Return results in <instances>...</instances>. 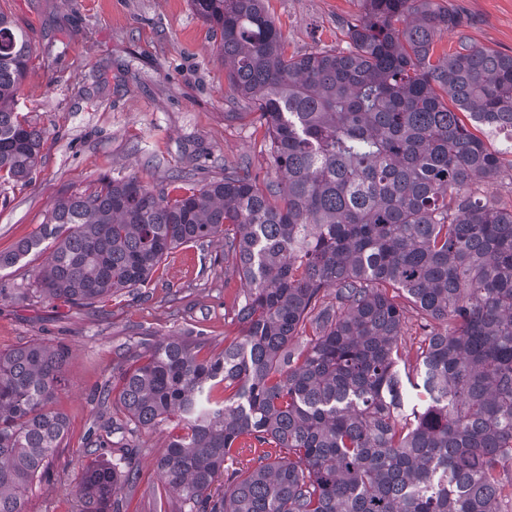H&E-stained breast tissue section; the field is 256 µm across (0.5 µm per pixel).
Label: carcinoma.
Here are the masks:
<instances>
[{
	"label": "carcinoma",
	"mask_w": 512,
	"mask_h": 512,
	"mask_svg": "<svg viewBox=\"0 0 512 512\" xmlns=\"http://www.w3.org/2000/svg\"><path fill=\"white\" fill-rule=\"evenodd\" d=\"M264 2L192 0L284 182L264 194L235 171L195 184L176 170L186 193L171 198L102 177L60 198L0 269L50 239L34 291L91 305L144 285L179 246L224 242L250 285L242 336L205 359L202 340L167 337L112 376L135 426L184 423L156 462L180 512H509L512 209L475 186L512 156V56L463 42L432 61L436 34L461 26L438 0H361L348 49L289 56ZM31 60L28 33L0 14V186L38 162L42 133L14 108ZM399 293L427 330L405 379ZM67 355L0 352V512H27L21 489L50 472ZM247 439L256 465L214 488ZM138 479L127 458L94 459L75 494L83 512H120L119 484Z\"/></svg>",
	"instance_id": "cac0c4a2"
}]
</instances>
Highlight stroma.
<instances>
[{
  "label": "stroma",
  "instance_id": "35a3bbf8",
  "mask_svg": "<svg viewBox=\"0 0 512 512\" xmlns=\"http://www.w3.org/2000/svg\"><path fill=\"white\" fill-rule=\"evenodd\" d=\"M462 25L442 32L434 55L460 41L512 55V0H442ZM290 54L345 48L359 0H266ZM0 13L25 29L33 57L17 109L43 135L26 182L0 189V252L31 237L62 196L101 176L137 177L172 191V171L197 179L231 169L259 189L280 182L259 113L236 106L219 55L220 35L191 0H0ZM46 258L32 252L0 269V351L29 344L68 347L65 381L54 408L67 421L50 476L26 494L29 512H82L75 495L92 445L117 460L136 449V487L121 486V512H168L180 504L162 486L155 460L173 424L135 429L115 400L101 401L112 370L144 356L163 336L204 338L203 356L241 332L237 312L246 285L220 242L178 247L137 288L87 306L38 297L32 285Z\"/></svg>",
  "mask_w": 512,
  "mask_h": 512
}]
</instances>
